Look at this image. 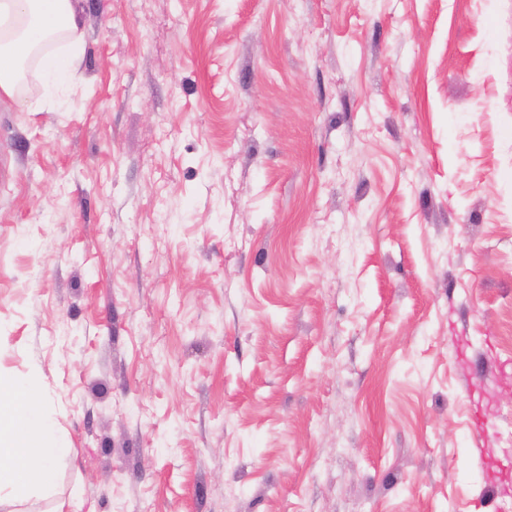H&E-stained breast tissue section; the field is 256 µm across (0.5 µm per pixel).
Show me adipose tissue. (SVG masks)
I'll list each match as a JSON object with an SVG mask.
<instances>
[{
  "label": "adipose tissue",
  "mask_w": 512,
  "mask_h": 512,
  "mask_svg": "<svg viewBox=\"0 0 512 512\" xmlns=\"http://www.w3.org/2000/svg\"><path fill=\"white\" fill-rule=\"evenodd\" d=\"M78 27V0H0V97L16 98L25 66L39 56L48 93L70 83L71 59L49 54L47 43ZM28 381L0 378V512L33 491L54 487L62 450L52 424L41 419Z\"/></svg>",
  "instance_id": "obj_1"
}]
</instances>
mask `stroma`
<instances>
[{
	"label": "stroma",
	"mask_w": 512,
	"mask_h": 512,
	"mask_svg": "<svg viewBox=\"0 0 512 512\" xmlns=\"http://www.w3.org/2000/svg\"><path fill=\"white\" fill-rule=\"evenodd\" d=\"M81 4L0 98L26 512H512V0ZM29 381L0 376V510L12 508L34 491L49 492L54 487V462L65 448L55 444L52 424L41 419L39 403L32 397ZM31 477L40 480L29 484Z\"/></svg>",
	"instance_id": "1"
}]
</instances>
